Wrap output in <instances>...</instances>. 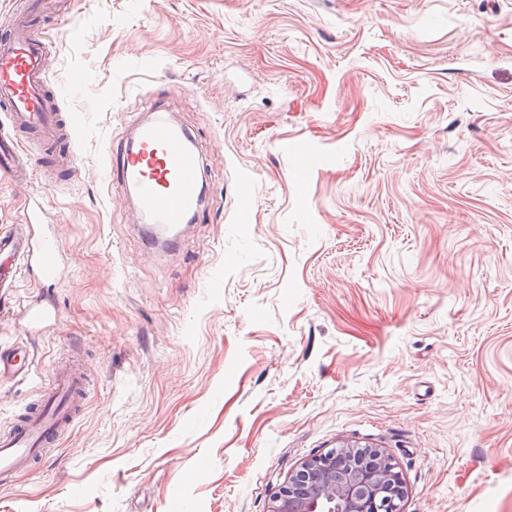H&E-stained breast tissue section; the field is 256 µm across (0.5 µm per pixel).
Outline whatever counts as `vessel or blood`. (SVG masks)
<instances>
[{
  "label": "vessel or blood",
  "mask_w": 512,
  "mask_h": 512,
  "mask_svg": "<svg viewBox=\"0 0 512 512\" xmlns=\"http://www.w3.org/2000/svg\"><path fill=\"white\" fill-rule=\"evenodd\" d=\"M66 7L65 0H28L27 13L0 30V115L29 139L66 143L60 161L74 172L78 154L68 146L72 118L50 92L45 44L36 30L38 16L55 15ZM28 165L12 139H0V171L15 172ZM200 174L193 139L160 112L138 123L119 166V181L133 191L138 219L169 227L181 226L198 214ZM32 262L43 281L55 280L62 271L56 240L49 236L32 240L20 225L0 234V289L13 288L20 270ZM32 367L27 347L0 349V379L25 377ZM90 393L77 357L59 361L48 372L33 407L0 427L1 488L54 453L59 438L73 429Z\"/></svg>",
  "instance_id": "vessel-or-blood-1"
}]
</instances>
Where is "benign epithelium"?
I'll return each mask as SVG.
<instances>
[{
    "label": "benign epithelium",
    "mask_w": 512,
    "mask_h": 512,
    "mask_svg": "<svg viewBox=\"0 0 512 512\" xmlns=\"http://www.w3.org/2000/svg\"><path fill=\"white\" fill-rule=\"evenodd\" d=\"M403 494L391 456L347 441L302 462L273 497L269 512H400Z\"/></svg>",
    "instance_id": "7a95c632"
}]
</instances>
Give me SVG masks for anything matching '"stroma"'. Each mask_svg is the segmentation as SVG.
Returning a JSON list of instances; mask_svg holds the SVG:
<instances>
[{"instance_id": "35a3bbf8", "label": "stroma", "mask_w": 512, "mask_h": 512, "mask_svg": "<svg viewBox=\"0 0 512 512\" xmlns=\"http://www.w3.org/2000/svg\"><path fill=\"white\" fill-rule=\"evenodd\" d=\"M39 29L81 164L0 173V233L43 212L63 257L0 298L35 366L0 425L71 351L92 394L0 512H267L343 440L393 458L403 512H512V0H75ZM151 102L206 187L170 251L106 168Z\"/></svg>"}]
</instances>
